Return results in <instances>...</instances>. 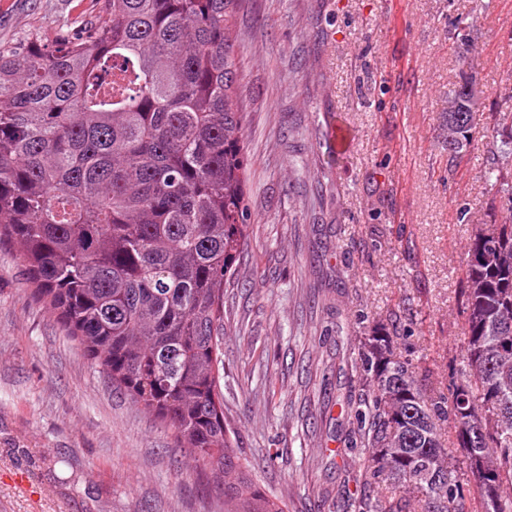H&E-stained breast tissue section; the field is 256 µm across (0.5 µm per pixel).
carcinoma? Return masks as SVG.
I'll use <instances>...</instances> for the list:
<instances>
[{"label": "carcinoma", "mask_w": 512, "mask_h": 512, "mask_svg": "<svg viewBox=\"0 0 512 512\" xmlns=\"http://www.w3.org/2000/svg\"><path fill=\"white\" fill-rule=\"evenodd\" d=\"M237 6L92 0L50 41H0V241L113 388L212 471L224 512H288L243 466L220 384L224 289L250 225ZM448 124L453 163L488 136L464 84ZM484 179L500 219L470 234L449 393L397 358L390 329L354 339L349 442L375 488L362 512H465L471 497L512 512V170L494 161Z\"/></svg>", "instance_id": "carcinoma-1"}]
</instances>
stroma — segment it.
I'll return each mask as SVG.
<instances>
[{
	"label": "stroma",
	"mask_w": 512,
	"mask_h": 512,
	"mask_svg": "<svg viewBox=\"0 0 512 512\" xmlns=\"http://www.w3.org/2000/svg\"><path fill=\"white\" fill-rule=\"evenodd\" d=\"M84 0H0V40L55 37ZM251 223L225 299L224 403L249 473L290 512H357L364 461L338 405L355 336L401 316L397 353L448 390L462 350L471 229L495 220L481 173L448 164V96L472 52L478 117L512 121V0H239ZM350 134L336 151L332 126ZM117 392L0 243V512H224L200 471Z\"/></svg>",
	"instance_id": "stroma-1"
}]
</instances>
